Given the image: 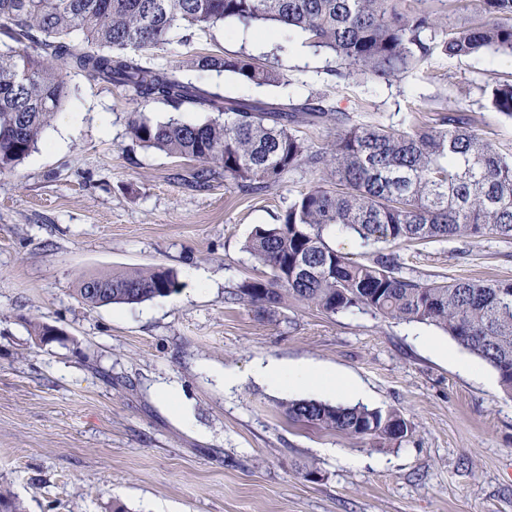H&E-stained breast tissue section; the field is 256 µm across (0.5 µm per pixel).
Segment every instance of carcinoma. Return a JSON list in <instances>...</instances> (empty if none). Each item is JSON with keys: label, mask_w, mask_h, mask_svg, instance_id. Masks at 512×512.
I'll use <instances>...</instances> for the list:
<instances>
[{"label": "carcinoma", "mask_w": 512, "mask_h": 512, "mask_svg": "<svg viewBox=\"0 0 512 512\" xmlns=\"http://www.w3.org/2000/svg\"><path fill=\"white\" fill-rule=\"evenodd\" d=\"M405 0H0V173L36 148L69 94L67 70L120 88L139 104L179 111L206 107L203 123L153 121L132 112L129 128L147 148L212 167L247 193L303 168L317 176L273 225L258 226L245 249L270 276L242 283L233 299L276 313L288 299L327 314L366 310L386 319L434 325L490 366L512 397V281L423 282L406 275L393 247L487 236L512 239V156L500 153L458 108L428 127L364 124L307 99L274 105L211 96L180 78L182 64L147 70L141 54L177 30L204 31L226 20L304 33L336 58L333 74L378 80L414 69L439 50L449 56L512 54V0H478L486 19L453 26L436 43L430 13ZM190 65L255 85L282 74L250 54L198 56ZM27 79L17 81L20 72ZM491 108L512 119V83L488 91ZM329 124L328 147L313 150L299 126ZM383 248L359 259L329 242L333 233ZM177 275L129 268L84 276L75 293L88 307L135 305L176 291ZM294 423L350 440L400 445L414 426L395 410L315 399L283 404Z\"/></svg>", "instance_id": "cac0c4a2"}]
</instances>
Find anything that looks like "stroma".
Listing matches in <instances>:
<instances>
[{
	"mask_svg": "<svg viewBox=\"0 0 512 512\" xmlns=\"http://www.w3.org/2000/svg\"><path fill=\"white\" fill-rule=\"evenodd\" d=\"M239 52L283 81L258 86L188 65ZM178 61L207 93L280 105L319 97L364 123L426 126L461 105L512 154V120L486 94L512 82L503 53H437L387 80L343 81L304 34L266 37L228 21L142 57L150 70ZM68 84L37 148L0 173V487L25 512H512V398L490 367L476 378L436 354L429 325L295 300L270 317L229 300L268 277L244 245L278 223L309 172L255 194L220 172L197 184L196 163L132 137L140 108L123 92L74 70ZM398 252L422 280L512 279V240ZM131 267L173 270L178 289L97 309L77 299L81 276ZM38 322L57 338L40 342ZM271 359L350 378L367 406L411 422L413 437L383 448L290 423L281 404L291 392L252 375Z\"/></svg>",
	"mask_w": 512,
	"mask_h": 512,
	"instance_id": "obj_1",
	"label": "stroma"
}]
</instances>
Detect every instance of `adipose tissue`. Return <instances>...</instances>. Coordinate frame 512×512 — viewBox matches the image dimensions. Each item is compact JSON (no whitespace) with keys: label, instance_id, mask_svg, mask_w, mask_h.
Masks as SVG:
<instances>
[{"label":"adipose tissue","instance_id":"obj_1","mask_svg":"<svg viewBox=\"0 0 512 512\" xmlns=\"http://www.w3.org/2000/svg\"><path fill=\"white\" fill-rule=\"evenodd\" d=\"M258 379L269 385L291 390H316L334 397H361V390L336 373L308 365L286 366L276 361L259 364L255 370Z\"/></svg>","mask_w":512,"mask_h":512}]
</instances>
